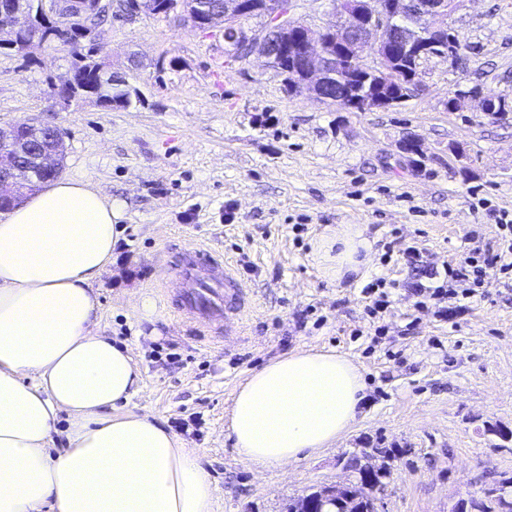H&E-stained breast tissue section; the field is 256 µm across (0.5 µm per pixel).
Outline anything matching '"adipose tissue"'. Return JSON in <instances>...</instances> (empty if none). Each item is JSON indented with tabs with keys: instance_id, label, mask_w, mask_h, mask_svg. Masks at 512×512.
<instances>
[{
	"instance_id": "obj_1",
	"label": "adipose tissue",
	"mask_w": 512,
	"mask_h": 512,
	"mask_svg": "<svg viewBox=\"0 0 512 512\" xmlns=\"http://www.w3.org/2000/svg\"><path fill=\"white\" fill-rule=\"evenodd\" d=\"M120 217L99 191L60 179L0 220V512H213L196 452L128 410L139 368L97 328L93 284L116 255ZM317 253L340 281L368 262L370 243L359 225L340 224ZM365 389L333 349L269 360L235 390L236 455L275 473L330 447ZM60 431L67 445L52 449Z\"/></svg>"
}]
</instances>
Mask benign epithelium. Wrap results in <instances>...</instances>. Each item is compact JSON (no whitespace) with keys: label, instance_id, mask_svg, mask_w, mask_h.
<instances>
[{"label":"benign epithelium","instance_id":"obj_1","mask_svg":"<svg viewBox=\"0 0 512 512\" xmlns=\"http://www.w3.org/2000/svg\"><path fill=\"white\" fill-rule=\"evenodd\" d=\"M463 0H332L334 19L322 30L319 39L295 13V0H224V8L216 12L206 0H191L193 22L202 31L220 26L224 33V57L233 60L242 43L257 42L269 58L288 57V91L309 90L325 101H338L350 110L365 111L389 108L403 98L391 93L389 86L398 64H412L424 56L439 53L450 59L458 52L448 19ZM106 7L104 0H0L1 40L11 46H30L35 39L42 43L55 39L47 29L51 20L65 21L70 32L88 40L95 39L89 30L92 16ZM264 19L261 28L246 25L252 16ZM374 47L378 62L363 63L366 47ZM349 58L357 71L343 82L336 80V61ZM483 111L493 115L512 112L505 98L486 99ZM26 130L27 137L40 136L44 128L18 123L0 128V184L12 183L32 172L21 163L17 151L26 147L17 131ZM63 155L62 133L50 138L49 151L39 160L50 164ZM357 492L344 484L325 488L315 496L302 499L295 512H351Z\"/></svg>","mask_w":512,"mask_h":512}]
</instances>
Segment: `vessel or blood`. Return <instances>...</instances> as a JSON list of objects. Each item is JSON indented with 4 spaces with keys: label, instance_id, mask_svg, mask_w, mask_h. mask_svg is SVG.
<instances>
[{
    "label": "vessel or blood",
    "instance_id": "1",
    "mask_svg": "<svg viewBox=\"0 0 512 512\" xmlns=\"http://www.w3.org/2000/svg\"><path fill=\"white\" fill-rule=\"evenodd\" d=\"M211 262L212 255L204 248L183 253L175 268L181 285L177 308L200 329L212 330L220 320L229 333L245 314V288L232 267L215 268Z\"/></svg>",
    "mask_w": 512,
    "mask_h": 512
}]
</instances>
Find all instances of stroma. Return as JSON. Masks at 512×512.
Masks as SVG:
<instances>
[{"mask_svg": "<svg viewBox=\"0 0 512 512\" xmlns=\"http://www.w3.org/2000/svg\"><path fill=\"white\" fill-rule=\"evenodd\" d=\"M458 62L420 61L413 97L350 111L288 92L263 59H224L219 32L175 16H108L96 44L111 70L144 66L140 100L56 104L50 87L72 58L40 42L0 52V127L32 120L63 133V177L120 205L124 235L94 288L99 330L128 347L144 379L129 408L160 418L194 449L215 488L214 512H285L317 488L352 480L372 455L391 472L382 512H454L512 477V273L487 270L482 291L420 300L429 273L473 246L496 250L512 217V0H465L450 18ZM476 88L459 110L457 90ZM361 224L371 244L358 276L329 280L315 244ZM200 245L240 270L252 308L242 336H202L159 294L168 261ZM389 305L370 316L374 278ZM151 304L149 315L134 309ZM348 355L366 402L332 447L260 474L225 429L240 382L299 348Z\"/></svg>", "mask_w": 512, "mask_h": 512, "instance_id": "stroma-1", "label": "stroma"}]
</instances>
